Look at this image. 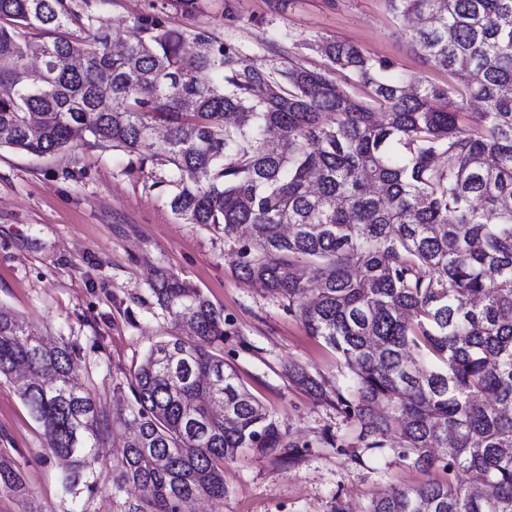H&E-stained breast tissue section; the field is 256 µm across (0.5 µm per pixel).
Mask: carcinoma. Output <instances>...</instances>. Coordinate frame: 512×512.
Masks as SVG:
<instances>
[{
	"mask_svg": "<svg viewBox=\"0 0 512 512\" xmlns=\"http://www.w3.org/2000/svg\"><path fill=\"white\" fill-rule=\"evenodd\" d=\"M388 5L422 19L407 40L454 84L414 85L335 41L305 44L325 70L292 54L262 69L235 43L152 15L114 53L102 18L71 0H0V147L51 155L85 133L166 166L184 223L226 239L247 226L240 275L287 299L354 384L331 397L301 365L288 376L358 424L364 447L438 473L366 512H512V0ZM468 99L485 108L464 124ZM150 288L190 335L151 347L110 419L76 381V346L48 345L0 308V377L28 369L20 396L71 488L110 487L118 512H179L224 498V462L242 448L312 447L217 353L224 320L199 289L175 274ZM111 423L136 434L105 470L96 449ZM2 487L24 481L0 453Z\"/></svg>",
	"mask_w": 512,
	"mask_h": 512,
	"instance_id": "carcinoma-1",
	"label": "carcinoma"
}]
</instances>
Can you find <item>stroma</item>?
<instances>
[{
  "label": "stroma",
  "instance_id": "35a3bbf8",
  "mask_svg": "<svg viewBox=\"0 0 512 512\" xmlns=\"http://www.w3.org/2000/svg\"><path fill=\"white\" fill-rule=\"evenodd\" d=\"M112 43L129 36L132 22L158 14L180 30L203 27L270 67L277 55L302 51L307 66L325 68L324 56L301 45L309 39L342 41L374 58L395 62L413 80L438 85L452 76L412 51L405 21L386 0H197L184 12L179 0H90ZM233 11L235 25L224 14ZM166 169L140 165L136 156L89 144L77 136L69 149L37 156L0 149V306L19 315L38 336L66 339L80 350L77 378L104 411L126 404L125 380L173 323L149 287L166 272L199 288L226 320L217 348L243 384L291 433L311 448L291 459L280 452L241 449L224 465L223 499L198 498L184 512H364L392 490L425 481L389 448L359 444L357 425L325 400L297 387L289 364L305 366L327 390L346 389L348 371L334 350L308 336L288 302L236 269L235 240L171 212L158 187ZM340 445H319L322 431ZM0 448L23 473L25 489L0 490V512H113L101 488L72 494L60 465L46 461L41 426L31 417L14 380L0 378Z\"/></svg>",
  "mask_w": 512,
  "mask_h": 512
}]
</instances>
